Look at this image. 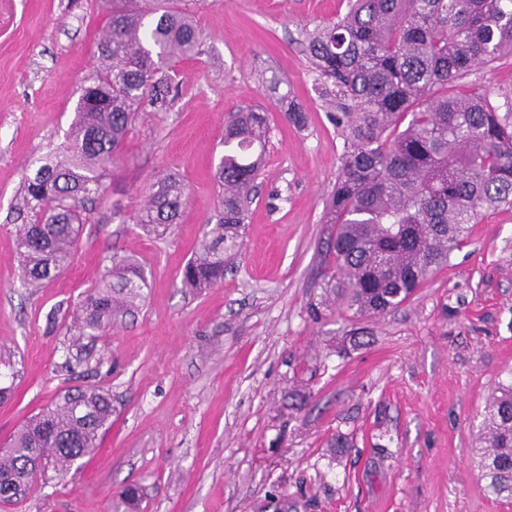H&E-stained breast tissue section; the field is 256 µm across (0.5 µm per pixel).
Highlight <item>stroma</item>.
Instances as JSON below:
<instances>
[{
  "label": "stroma",
  "instance_id": "35a3bbf8",
  "mask_svg": "<svg viewBox=\"0 0 512 512\" xmlns=\"http://www.w3.org/2000/svg\"><path fill=\"white\" fill-rule=\"evenodd\" d=\"M199 54L174 63L167 111L138 113L103 180L71 265L20 282L16 228L31 162L65 140L107 27L100 0H0V446L73 387L112 397V423L81 470L45 478L0 512H512L473 459L486 398L512 368V208L483 213L469 241L410 301L378 318L339 303L321 320L323 214L342 140L328 122L302 29L346 0H174ZM305 110L289 123L279 99ZM267 109L270 132L242 249L200 293L181 271L220 207L215 170L230 113ZM182 181L178 224L134 216L152 183ZM143 273L142 299L102 333L74 315L113 260Z\"/></svg>",
  "mask_w": 512,
  "mask_h": 512
}]
</instances>
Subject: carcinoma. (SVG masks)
<instances>
[{
	"label": "carcinoma",
	"mask_w": 512,
	"mask_h": 512,
	"mask_svg": "<svg viewBox=\"0 0 512 512\" xmlns=\"http://www.w3.org/2000/svg\"><path fill=\"white\" fill-rule=\"evenodd\" d=\"M100 65L89 85L97 103L79 97L75 119L53 159H39L22 188L30 214L16 246L23 285L37 288L74 258L103 178L120 159L136 113L171 104L168 63L199 54L192 19L170 0H104ZM304 43L328 121L343 141L336 187L324 223L333 225L320 264V309L340 297L360 316L379 317L405 302L448 266L482 212L512 208V92L494 104L465 82L478 67L512 57V0H348L333 24L304 30ZM270 116L235 113L224 127L222 188L216 222L181 273L195 292L224 281L257 191ZM185 185L155 183L137 226L177 223ZM144 277L112 264L82 303L83 331L100 332L141 297ZM110 398L97 389L68 393L30 418L0 455V502L17 496L26 460L36 450L64 476L97 449L110 422ZM475 449L488 496L512 501V376L500 381L481 422ZM142 490L119 494L138 512Z\"/></svg>",
	"instance_id": "1"
}]
</instances>
